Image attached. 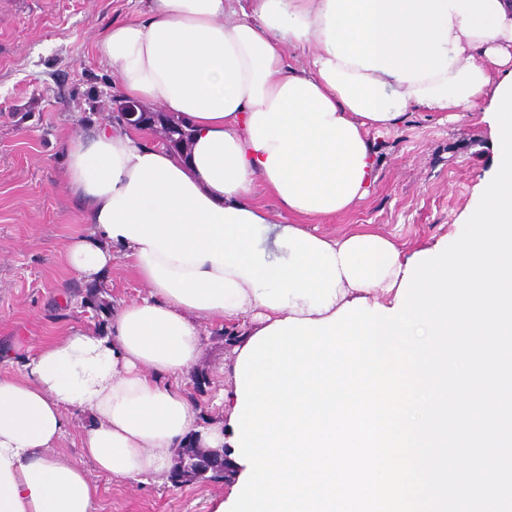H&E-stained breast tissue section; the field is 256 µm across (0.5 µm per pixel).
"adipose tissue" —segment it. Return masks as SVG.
Segmentation results:
<instances>
[{"label": "adipose tissue", "mask_w": 512, "mask_h": 512, "mask_svg": "<svg viewBox=\"0 0 512 512\" xmlns=\"http://www.w3.org/2000/svg\"><path fill=\"white\" fill-rule=\"evenodd\" d=\"M147 14L113 24L97 54L120 100L190 123L188 156L115 122L64 140L62 178L88 221L70 270L98 288L122 257L149 292L113 309L107 332L57 337L0 379V512H96L89 469L163 482L189 440L230 447L235 389L204 427L182 385L200 319L240 352L277 321L376 291L396 306L407 261L390 240L303 222L366 195L372 133L416 108L476 109L491 67L512 68V0H147ZM288 46L307 65L286 64ZM259 185L287 221L257 202ZM74 410L90 418L77 459L59 450Z\"/></svg>", "instance_id": "ef3b65f1"}]
</instances>
